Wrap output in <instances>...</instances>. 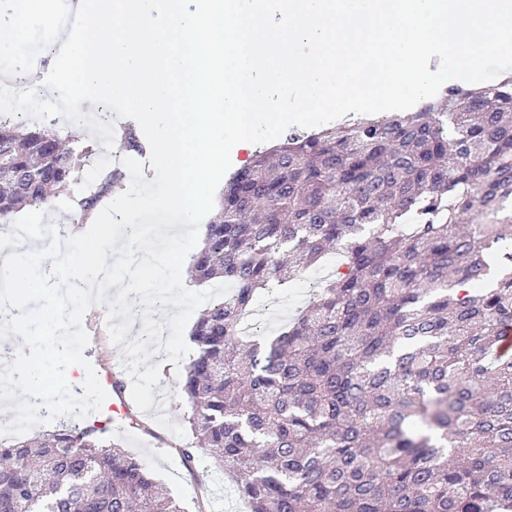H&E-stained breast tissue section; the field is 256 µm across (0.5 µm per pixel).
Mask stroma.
Instances as JSON below:
<instances>
[{
	"label": "stroma",
	"mask_w": 512,
	"mask_h": 512,
	"mask_svg": "<svg viewBox=\"0 0 512 512\" xmlns=\"http://www.w3.org/2000/svg\"><path fill=\"white\" fill-rule=\"evenodd\" d=\"M309 279L310 277L296 279L290 288H276L260 297L259 306L279 311L269 326L261 329L260 338L276 335L278 329L306 301ZM95 315V310H88L82 321L91 338L84 355L94 366L99 381L108 394L107 402L103 403L99 411L81 419L68 416L60 423L54 421L35 424L29 431L30 436L51 432L63 423H76L82 427L95 426L101 429L102 436L108 443L131 449L134 457L149 473L167 482L174 495L183 502L186 512H219L213 505L212 493L203 492L202 484H197L195 477L199 474L209 484L223 481L225 501L238 500L236 484L231 476L215 468L203 454H195L193 463L188 464L180 453L188 441L187 429L182 422V414L187 409L186 400L180 390L182 369L167 367L164 379L153 388L155 402L164 407L163 416L140 410L137 405L131 404L129 390L116 389L110 377L108 366L120 362L121 349L111 343L108 335L97 332ZM119 400L128 403L130 414L137 421L136 426L127 429L114 426L112 404Z\"/></svg>",
	"instance_id": "1"
}]
</instances>
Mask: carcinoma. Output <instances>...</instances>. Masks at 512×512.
<instances>
[{"instance_id": "carcinoma-1", "label": "carcinoma", "mask_w": 512, "mask_h": 512, "mask_svg": "<svg viewBox=\"0 0 512 512\" xmlns=\"http://www.w3.org/2000/svg\"><path fill=\"white\" fill-rule=\"evenodd\" d=\"M121 148L143 144L128 125ZM96 156L0 121V221L70 192ZM120 173L75 199L85 224ZM342 262L279 333L263 290ZM187 274L232 293L193 325L190 437L250 512H512V81L416 112L288 133L224 182ZM486 281L478 292L461 290ZM94 430L0 443V512H185Z\"/></svg>"}]
</instances>
